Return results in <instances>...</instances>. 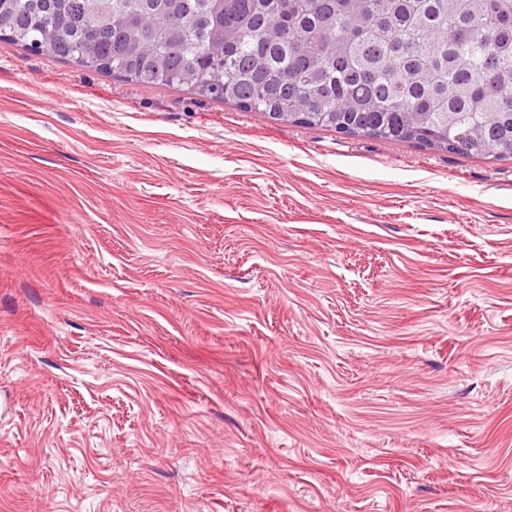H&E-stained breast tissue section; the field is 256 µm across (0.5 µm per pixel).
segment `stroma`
Returning <instances> with one entry per match:
<instances>
[{"label":"stroma","instance_id":"35a3bbf8","mask_svg":"<svg viewBox=\"0 0 512 512\" xmlns=\"http://www.w3.org/2000/svg\"><path fill=\"white\" fill-rule=\"evenodd\" d=\"M0 512H512V159L0 40Z\"/></svg>","mask_w":512,"mask_h":512}]
</instances>
